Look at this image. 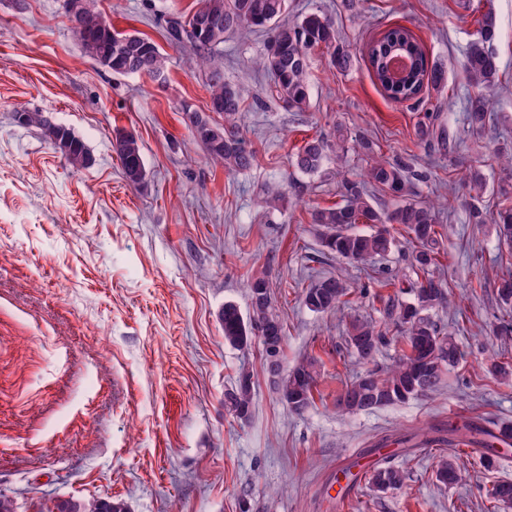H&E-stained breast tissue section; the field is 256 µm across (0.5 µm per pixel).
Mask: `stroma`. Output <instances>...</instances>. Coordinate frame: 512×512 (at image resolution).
Here are the masks:
<instances>
[{"mask_svg": "<svg viewBox=\"0 0 512 512\" xmlns=\"http://www.w3.org/2000/svg\"><path fill=\"white\" fill-rule=\"evenodd\" d=\"M288 16L321 11L353 57L349 71L310 56V106L286 110L254 61L268 35L224 40V79L242 93V134L254 167L227 175L194 143L180 109L204 111L209 94L188 68L191 49L171 43L167 26L198 0H96L119 31H135L166 57L165 81L119 76L82 50L63 0H0V491L17 512H57L58 501L112 497L131 512H512L491 497L512 480V448L496 467L482 450L449 443V427L512 423V385L487 372L512 368V308L492 284L512 271V251L496 225L472 224L463 207L442 215L437 276L451 290L433 319L452 333L461 357L424 397L338 415L336 397L364 366L346 326L302 301L323 276H343L353 313L379 307L380 281L409 270L400 246L366 269L331 256L310 222L312 210L340 200V185L370 156L400 159L425 173L417 199L468 198L466 176L486 180L484 204L500 195L496 151L512 146V0H288ZM496 16L492 45L499 72L489 92L487 127L464 123L468 84L459 68L486 11ZM408 28L442 87L396 102L375 82L369 43ZM43 113L66 125L93 156L70 169L40 128L15 112ZM435 112L450 149L424 146L417 127ZM134 133L149 172L141 189L125 181L112 150L115 131ZM344 134L352 149L321 172L294 166L305 141ZM284 185L278 210L266 189ZM266 273L285 321L284 368L315 359L313 403L289 412L262 367L261 346L224 342V303L249 310L248 280ZM250 371L248 420L224 408L240 370ZM452 458L462 483L436 481L440 457ZM406 472L404 485L371 488L377 467Z\"/></svg>", "mask_w": 512, "mask_h": 512, "instance_id": "obj_1", "label": "stroma"}]
</instances>
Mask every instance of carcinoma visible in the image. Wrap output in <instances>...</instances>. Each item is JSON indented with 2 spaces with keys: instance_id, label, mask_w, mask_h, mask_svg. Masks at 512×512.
<instances>
[{
  "instance_id": "cac0c4a2",
  "label": "carcinoma",
  "mask_w": 512,
  "mask_h": 512,
  "mask_svg": "<svg viewBox=\"0 0 512 512\" xmlns=\"http://www.w3.org/2000/svg\"><path fill=\"white\" fill-rule=\"evenodd\" d=\"M288 0H199V7L186 20L171 22L169 35L176 44H187L192 49L190 68L204 77V84L212 102L222 104L224 123L217 124L204 112L189 105L181 107L183 122L193 139L203 148L207 158L224 166L230 174L251 169L256 153L247 145L239 132L241 96L224 82V62L217 48L224 45V35L242 28L266 29L270 37L266 51L257 61L258 67L272 76L277 96L283 107L293 112H304L310 104L309 58L312 51L327 50L330 68L344 72L352 65L351 55L336 45L332 21L319 10L308 12L293 22L283 19ZM72 28L79 38L85 54L102 63L99 42L110 33L103 27L108 17L89 5L80 14H69ZM112 56L104 67L117 75L137 74L142 70L157 76L164 73V57L159 47L136 33H112ZM497 37L494 15L487 12L479 21L478 37L473 40L462 60L460 69L469 86L476 93L469 100L465 121L472 129L485 128L489 116L486 92L494 85L498 62L490 50ZM370 71L384 94L395 101H408L418 97L429 86L439 87L445 82V72L430 62L423 46L406 27L387 29L373 41L367 52ZM24 124L39 126L47 141L58 150L74 170L88 167L90 151L85 142L70 128L53 124L39 112H29ZM420 136L424 142L437 140L449 144L446 131L435 127L434 114H426ZM125 179L134 187L146 184L147 171L139 139L132 133L117 131L112 139ZM349 150L346 139L338 135L334 141L313 138L297 152L295 167L302 173L318 172L330 152ZM423 175L412 170L403 161L374 160L359 175L348 176L341 184V202L311 213V223L319 227V241L324 251L338 259L366 265L376 256L383 257L396 247L397 239L389 225L396 224L414 244L410 269L416 274L396 275L382 282L384 288L396 293L382 300L379 318L351 317L347 331L348 344L364 363L374 360L380 347L392 336L405 342L403 354L385 371L369 370L346 385L336 400L340 413H356L378 409L398 402L433 393L441 384L449 367L459 357L452 337L441 332L429 311L448 303L443 280L434 276L438 267L437 244L440 237L439 214L435 206L423 200L408 198L411 179ZM471 190L475 194L467 202L469 223L482 224L486 211L481 207L485 179L478 170L469 172ZM375 187L399 199L393 207L374 201L369 188ZM499 225L503 242L512 247V206H504L493 213ZM368 224L369 232H360L357 226ZM249 298L260 294L263 307L246 315L236 304L224 303L219 319L224 331V342L234 348L251 346L259 336V325L267 324L272 335L279 337V356H284L285 328L276 313L270 285L263 276L255 275L247 282ZM411 291L416 302L405 303L399 295ZM498 301L512 306V273L494 282ZM348 288L339 277L318 280L304 289L303 305L313 312H336L348 304ZM317 382L315 361L297 362L281 382L279 394L291 412L304 413L313 402ZM224 404L237 419L246 421L251 416L254 394L249 371L242 370L234 388L224 394ZM448 432L462 441L487 449L482 456L486 467L493 466L499 446H512V425L504 424L493 430L479 425L464 426V430L448 428ZM436 480L452 484L463 480L453 462L442 458L437 463ZM405 474L391 466L373 470L370 483L378 492L397 489L403 485ZM491 497L500 504L512 503V481H499L493 485ZM57 512H129L119 500L92 499L87 502L65 500L57 505Z\"/></svg>"
}]
</instances>
